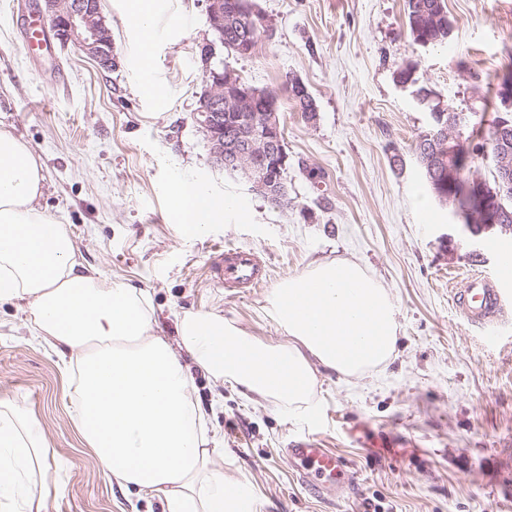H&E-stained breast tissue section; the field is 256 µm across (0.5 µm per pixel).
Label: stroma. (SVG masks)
Masks as SVG:
<instances>
[{
    "instance_id": "35a3bbf8",
    "label": "stroma",
    "mask_w": 512,
    "mask_h": 512,
    "mask_svg": "<svg viewBox=\"0 0 512 512\" xmlns=\"http://www.w3.org/2000/svg\"><path fill=\"white\" fill-rule=\"evenodd\" d=\"M272 38L224 63L249 85L280 93L288 201L255 193L242 173L217 166L193 119L205 89L199 48L212 41L204 0H167L154 82L146 97L131 68L135 35L121 0H101L114 66L53 43L39 0H0V131L44 162L42 205L66 228L82 263L105 280L145 294L153 330L178 344L189 313L217 312L268 346L288 336L268 300L288 277L325 259L361 263L391 294L399 327L382 366L344 377L318 368L314 399L325 447L358 476L339 499L311 493L283 450L305 418L243 395L180 352L192 398L207 410L225 481L251 487L258 512H512V325L496 349L453 307L448 282L471 270L492 276V255L472 261L465 234L450 233L447 206L416 207L425 181L414 151L429 112L396 76L414 65L463 117L501 109L497 75L512 58V0H446L447 46L409 35L405 0H252ZM49 51L24 46L30 27ZM301 80L317 107L305 121L285 98ZM233 198L201 236L178 231L163 186L173 174ZM252 249L269 277L226 289L215 256ZM76 384L30 321L26 303L0 307V407L37 419L53 453L44 465L57 487L45 512H164L162 502L122 490L76 427ZM367 441L354 437L357 427Z\"/></svg>"
}]
</instances>
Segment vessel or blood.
<instances>
[{
  "mask_svg": "<svg viewBox=\"0 0 512 512\" xmlns=\"http://www.w3.org/2000/svg\"><path fill=\"white\" fill-rule=\"evenodd\" d=\"M484 249L496 259L500 278L512 277V249L497 239H487ZM217 269L229 288H245L258 283L265 275L260 258L253 252H226ZM452 301L460 316L480 330L487 343H496L503 327L512 322V293L498 288L481 274L462 279ZM306 487L318 495L334 497L345 487L354 485L355 473L336 452L321 446L317 434L304 435L284 450Z\"/></svg>",
  "mask_w": 512,
  "mask_h": 512,
  "instance_id": "b4317fda",
  "label": "vessel or blood"
}]
</instances>
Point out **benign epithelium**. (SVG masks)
Returning <instances> with one entry per match:
<instances>
[{
  "instance_id": "benign-epithelium-1",
  "label": "benign epithelium",
  "mask_w": 512,
  "mask_h": 512,
  "mask_svg": "<svg viewBox=\"0 0 512 512\" xmlns=\"http://www.w3.org/2000/svg\"><path fill=\"white\" fill-rule=\"evenodd\" d=\"M39 13L45 17L62 45H72L105 68H112V30L101 12L100 0H42ZM209 26L215 40L208 43L202 60L206 89L194 119L205 133L215 161L244 171L252 188L269 198L283 194V173L288 156L276 106L260 107L267 93L254 86L240 87L241 77L224 67L217 47L224 46V0H205ZM431 121L440 133L425 147L421 166L428 177L453 187L458 178L457 144L461 133L453 110L440 103L432 108ZM493 181L474 178L470 192L475 208L462 212L448 195L452 215L461 220L462 231L471 233L472 253L483 247L481 234L512 223V213L501 204L512 194V151L505 149L495 158ZM478 223L481 232H472Z\"/></svg>"
}]
</instances>
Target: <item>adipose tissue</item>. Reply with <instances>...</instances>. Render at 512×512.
I'll list each match as a JSON object with an SVG mask.
<instances>
[{"label": "adipose tissue", "mask_w": 512, "mask_h": 512, "mask_svg": "<svg viewBox=\"0 0 512 512\" xmlns=\"http://www.w3.org/2000/svg\"><path fill=\"white\" fill-rule=\"evenodd\" d=\"M133 19L140 79L155 67L157 21L166 0H122ZM44 163L0 131V304L23 301L40 336L76 359L79 430L99 465L122 484L158 497L166 512H240L206 435L208 415L190 397L177 351L152 329L147 297L84 271L63 225L39 204ZM185 238L200 236L237 203L175 175L165 187ZM270 310L290 341L268 346L223 316L190 313L182 350L230 385L290 410L309 409L316 369L351 376L383 365L396 349L397 309L358 262L324 260L275 290ZM49 449L36 421L0 414V512H42L51 489L36 485Z\"/></svg>", "instance_id": "obj_1"}]
</instances>
